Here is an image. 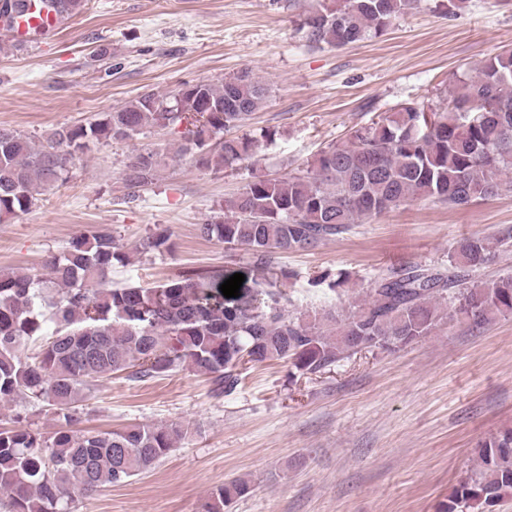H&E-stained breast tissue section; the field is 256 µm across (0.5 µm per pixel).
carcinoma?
<instances>
[{
    "label": "carcinoma",
    "mask_w": 512,
    "mask_h": 512,
    "mask_svg": "<svg viewBox=\"0 0 512 512\" xmlns=\"http://www.w3.org/2000/svg\"><path fill=\"white\" fill-rule=\"evenodd\" d=\"M416 0H317L303 19L311 43L344 47L382 34ZM84 0H18L7 16L43 8L66 20ZM267 87L248 67L220 83L187 84L173 97L144 93L86 125L55 129L38 145L0 127V216L27 213L38 196L64 184L89 143L128 140L151 128L184 127L179 151L215 172L252 157L256 139L235 136L261 107ZM167 165L159 151L138 152L124 171L131 200ZM512 48L487 56L458 79L444 109L402 106L327 146L279 178L254 176L224 217L198 235L252 251L265 264L276 253L312 251L361 218L422 201L467 208L512 191ZM170 250L158 228L130 248L108 230L81 235L44 264L46 275L0 272V405L19 400L50 408L62 427L45 435L26 412L0 426V505L6 512H72L75 499L152 470L188 435L182 422L134 424L103 432L76 428L77 406L96 382L182 371L205 375L220 394L239 384L249 363L280 360L316 373L362 349L400 350L447 321L483 328L512 316V274L475 281L495 251L482 237L457 241L448 273L411 266L374 282L370 296L320 317L290 315L252 288L226 298L222 269L179 275L152 287L111 286L114 264ZM479 464L438 512H492L512 498V427L479 444ZM249 483L214 489L202 512H224Z\"/></svg>",
    "instance_id": "carcinoma-1"
}]
</instances>
